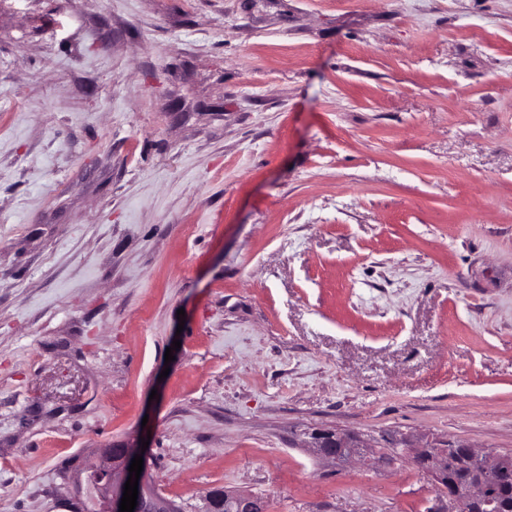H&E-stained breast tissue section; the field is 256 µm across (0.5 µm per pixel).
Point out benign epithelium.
I'll list each match as a JSON object with an SVG mask.
<instances>
[{
	"label": "benign epithelium",
	"instance_id": "obj_1",
	"mask_svg": "<svg viewBox=\"0 0 512 512\" xmlns=\"http://www.w3.org/2000/svg\"><path fill=\"white\" fill-rule=\"evenodd\" d=\"M375 444L358 434L341 432L328 427L304 432L303 448L318 462L342 471L350 466L373 464L392 467L409 460L421 467L436 487L435 505L430 512H475L480 506H491L492 496L487 483L475 480L462 488L445 485L448 476V454L460 455L478 465L489 475L512 483V472L503 468L501 454L478 450L471 445L446 438H402L396 452L367 454L365 449ZM141 454L135 441H126L120 447L99 448L81 469L84 482L94 493L98 512H119L124 485L128 480L131 460ZM138 481L137 506L134 512H179L178 505L148 476V459ZM224 500L234 505V512H268L266 501L240 490H224Z\"/></svg>",
	"mask_w": 512,
	"mask_h": 512
}]
</instances>
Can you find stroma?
<instances>
[{
  "label": "stroma",
  "mask_w": 512,
  "mask_h": 512,
  "mask_svg": "<svg viewBox=\"0 0 512 512\" xmlns=\"http://www.w3.org/2000/svg\"><path fill=\"white\" fill-rule=\"evenodd\" d=\"M323 426L512 451V0H0V512H427ZM142 455L143 471L138 481L137 506L134 512H180L178 505L148 476V459L141 454V447L134 441H126L120 447L99 448L80 471L87 488L94 493L98 512H119L124 485L128 480L131 460ZM223 496L214 498L210 503V512H225L224 500L234 505V512H267L269 510L266 501L240 490L224 488Z\"/></svg>",
  "instance_id": "stroma-1"
}]
</instances>
